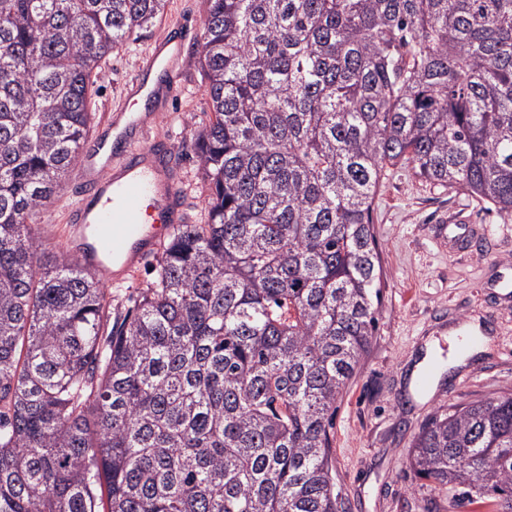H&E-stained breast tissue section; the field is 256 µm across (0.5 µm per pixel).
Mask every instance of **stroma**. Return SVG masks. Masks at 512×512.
<instances>
[{
  "mask_svg": "<svg viewBox=\"0 0 512 512\" xmlns=\"http://www.w3.org/2000/svg\"><path fill=\"white\" fill-rule=\"evenodd\" d=\"M206 0H167L151 32L113 50L97 82L92 129L108 130L129 104L126 89L167 23L183 24L182 70L168 111L150 115L147 142L171 149V164L193 215L202 218L207 188L192 138L207 123L211 102L198 64ZM77 173L41 215L36 231L53 250L67 246L64 214L74 202ZM465 220L474 234L449 246L440 229ZM373 224L383 265V288L372 346L362 370L337 403L330 430L332 469L340 512H474L450 507L430 481L416 477L407 458L421 423L440 406L463 405L512 390V302L491 286L512 266V215L462 189L417 179L404 166L389 168L373 204ZM471 316L490 328L485 351L466 366L443 368L434 392L419 400L408 371L425 343L447 359L448 330Z\"/></svg>",
  "mask_w": 512,
  "mask_h": 512,
  "instance_id": "stroma-1",
  "label": "stroma"
}]
</instances>
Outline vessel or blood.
Instances as JSON below:
<instances>
[{
	"label": "vessel or blood",
	"instance_id": "vessel-or-blood-1",
	"mask_svg": "<svg viewBox=\"0 0 512 512\" xmlns=\"http://www.w3.org/2000/svg\"><path fill=\"white\" fill-rule=\"evenodd\" d=\"M181 63L168 39H161L140 67L138 88H145L158 68L176 76ZM143 118L130 129L112 132V145H100V154L118 156L119 176H106L93 157L83 159L79 198L68 214L69 239L80 248L87 266L105 279L131 274L155 255L176 224L186 221L180 195L153 149L137 145L133 135Z\"/></svg>",
	"mask_w": 512,
	"mask_h": 512
}]
</instances>
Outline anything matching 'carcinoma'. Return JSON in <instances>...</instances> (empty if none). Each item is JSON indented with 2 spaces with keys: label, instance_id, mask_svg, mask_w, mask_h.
<instances>
[{
  "label": "carcinoma",
  "instance_id": "cac0c4a2",
  "mask_svg": "<svg viewBox=\"0 0 512 512\" xmlns=\"http://www.w3.org/2000/svg\"><path fill=\"white\" fill-rule=\"evenodd\" d=\"M165 5L0 0V512H339L386 168L512 214V0H207L204 221L124 312L33 224L112 49ZM408 465L512 512V393L439 408Z\"/></svg>",
  "mask_w": 512,
  "mask_h": 512
}]
</instances>
